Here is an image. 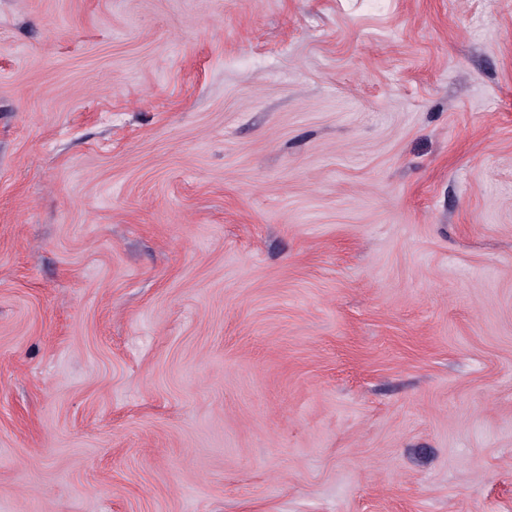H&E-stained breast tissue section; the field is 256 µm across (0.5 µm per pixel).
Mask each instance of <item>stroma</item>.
<instances>
[{
  "instance_id": "obj_1",
  "label": "stroma",
  "mask_w": 512,
  "mask_h": 512,
  "mask_svg": "<svg viewBox=\"0 0 512 512\" xmlns=\"http://www.w3.org/2000/svg\"><path fill=\"white\" fill-rule=\"evenodd\" d=\"M0 512H512V0H0Z\"/></svg>"
}]
</instances>
